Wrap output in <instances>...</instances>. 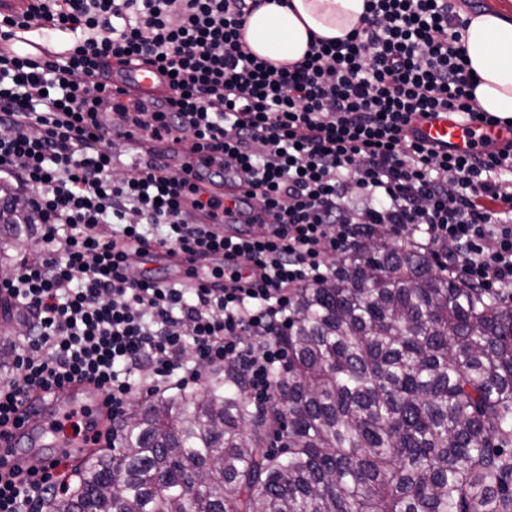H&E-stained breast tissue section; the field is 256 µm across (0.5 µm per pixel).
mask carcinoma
<instances>
[{
	"label": "carcinoma",
	"mask_w": 512,
	"mask_h": 512,
	"mask_svg": "<svg viewBox=\"0 0 512 512\" xmlns=\"http://www.w3.org/2000/svg\"><path fill=\"white\" fill-rule=\"evenodd\" d=\"M33 231L0 211V249ZM334 266L298 291L275 402L233 363L159 396L50 512H512V301L411 236Z\"/></svg>",
	"instance_id": "carcinoma-1"
}]
</instances>
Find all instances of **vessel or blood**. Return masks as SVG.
Returning <instances> with one entry per match:
<instances>
[{
  "label": "vessel or blood",
  "mask_w": 512,
  "mask_h": 512,
  "mask_svg": "<svg viewBox=\"0 0 512 512\" xmlns=\"http://www.w3.org/2000/svg\"><path fill=\"white\" fill-rule=\"evenodd\" d=\"M64 45L63 36L49 30L45 25L38 24L19 30L8 48L15 53L59 54L63 52ZM112 74L114 83L126 89L145 109L153 112L161 110L165 105L168 95L154 68L128 61L113 66ZM105 120L112 126L113 138L120 140L121 144L152 153L157 160L179 170L197 171L202 167L200 155L183 146L178 134H171L167 141L158 143L147 139L141 129L124 125L116 114L106 115ZM409 135L413 140L437 152L462 153L500 147L512 142V127L473 122L460 114L444 111L414 117ZM149 256L168 266L172 280L206 288L214 285L209 276L210 270L224 263V257L220 254L174 256L163 247L151 248ZM101 401V394L92 384L85 382L66 385L54 391L48 409L38 415L36 421L10 428L8 437L0 439V445L10 446L21 437L45 438L51 434V424L60 412L82 406L94 408Z\"/></svg>",
  "instance_id": "vessel-or-blood-1"
}]
</instances>
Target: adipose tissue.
I'll return each mask as SVG.
<instances>
[{"mask_svg": "<svg viewBox=\"0 0 512 512\" xmlns=\"http://www.w3.org/2000/svg\"><path fill=\"white\" fill-rule=\"evenodd\" d=\"M365 0H268L250 16V50L279 65L301 60L311 37H344L359 26ZM463 45L480 108L512 118V15L485 10L467 16Z\"/></svg>", "mask_w": 512, "mask_h": 512, "instance_id": "obj_1", "label": "adipose tissue"}]
</instances>
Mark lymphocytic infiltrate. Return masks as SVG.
<instances>
[{
    "instance_id": "f902f5d3",
    "label": "lymphocytic infiltrate",
    "mask_w": 512,
    "mask_h": 512,
    "mask_svg": "<svg viewBox=\"0 0 512 512\" xmlns=\"http://www.w3.org/2000/svg\"><path fill=\"white\" fill-rule=\"evenodd\" d=\"M265 0H28L0 11V42L38 20L72 35L60 55L0 51V209L20 202L39 250L0 278V318L25 331L0 381V429L25 399L93 383L109 419L136 398L195 389L205 367L236 364L254 402L276 398L299 288L328 278L330 257L371 230L420 233L453 246L467 282L512 296V145L464 154L413 141L415 116L448 111L490 120L471 94L458 8L470 0H366L346 39L312 40L276 67L243 31ZM136 60L168 84L169 109L120 119L153 137L179 129L212 177L248 186L224 236L191 222L185 203L223 223L224 201L154 163L118 164L102 114L112 65ZM276 221L251 232L261 213ZM223 253L239 266L223 287L131 277L128 249ZM66 458L37 472L0 466V512H33L64 491Z\"/></svg>"
}]
</instances>
